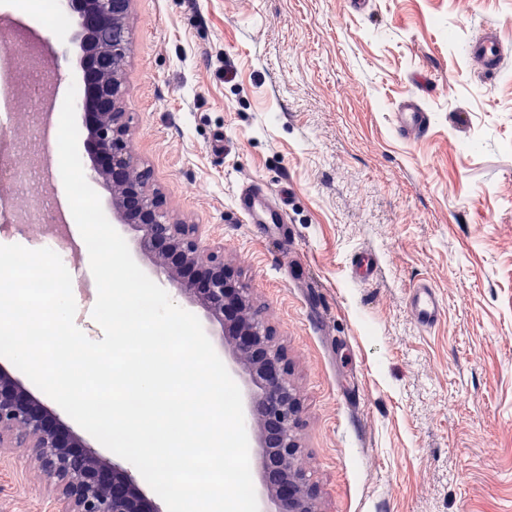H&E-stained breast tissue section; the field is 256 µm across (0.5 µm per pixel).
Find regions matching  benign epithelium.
Wrapping results in <instances>:
<instances>
[{
  "label": "benign epithelium",
  "mask_w": 512,
  "mask_h": 512,
  "mask_svg": "<svg viewBox=\"0 0 512 512\" xmlns=\"http://www.w3.org/2000/svg\"><path fill=\"white\" fill-rule=\"evenodd\" d=\"M131 0H63L79 16L80 98L93 176L111 195L113 214L134 233L151 272L200 307L221 332L236 336L233 355L246 366L254 393L247 422H260L259 456L265 496L261 512H320L317 493L301 461L296 429L300 396L288 362L253 307L250 291L236 285L224 253L203 242L201 225L173 221L150 172L134 161L122 108V71ZM112 66H106L107 61ZM33 449L44 475L57 482V512H160L126 468L104 459L60 422L5 366H0V447L9 440Z\"/></svg>",
  "instance_id": "1"
}]
</instances>
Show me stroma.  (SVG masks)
<instances>
[{
    "label": "stroma",
    "instance_id": "1",
    "mask_svg": "<svg viewBox=\"0 0 512 512\" xmlns=\"http://www.w3.org/2000/svg\"><path fill=\"white\" fill-rule=\"evenodd\" d=\"M127 25L130 149L284 347L321 512H512V0H133ZM492 28L488 80L466 47ZM410 94L431 129L406 142ZM250 183L284 196L287 248L236 208ZM55 506L0 450V512ZM351 263L358 280L368 282L372 279L376 267V258L371 252H355L352 255ZM408 304L414 321L423 329L435 327L445 311L442 296L437 288L427 281L417 283L410 290Z\"/></svg>",
    "mask_w": 512,
    "mask_h": 512
}]
</instances>
